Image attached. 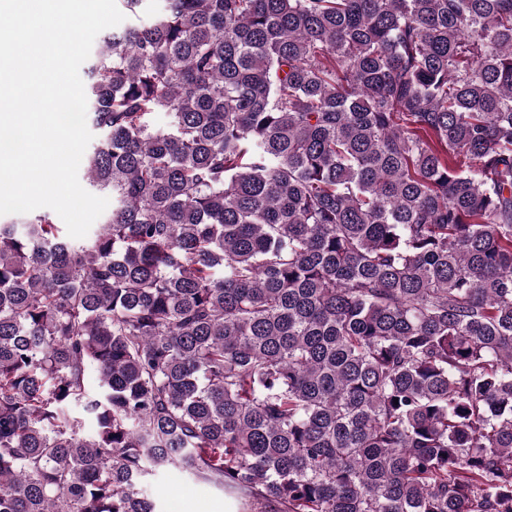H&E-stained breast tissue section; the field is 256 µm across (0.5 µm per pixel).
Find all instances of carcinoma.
<instances>
[{"label":"carcinoma","instance_id":"carcinoma-1","mask_svg":"<svg viewBox=\"0 0 512 512\" xmlns=\"http://www.w3.org/2000/svg\"><path fill=\"white\" fill-rule=\"evenodd\" d=\"M86 97L112 209L0 220V512H512V0H165ZM148 492H162V512H238V503L231 496L213 490L188 478L179 468L170 466L149 476L143 484Z\"/></svg>","mask_w":512,"mask_h":512}]
</instances>
